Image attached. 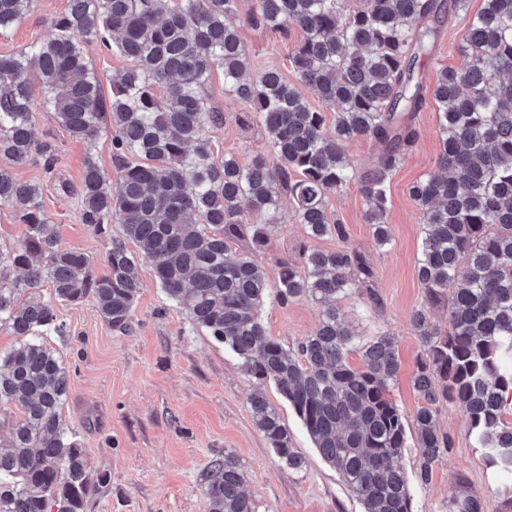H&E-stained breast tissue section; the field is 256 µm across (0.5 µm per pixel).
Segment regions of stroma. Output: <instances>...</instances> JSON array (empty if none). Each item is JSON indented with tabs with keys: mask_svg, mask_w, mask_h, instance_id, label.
I'll return each instance as SVG.
<instances>
[{
	"mask_svg": "<svg viewBox=\"0 0 512 512\" xmlns=\"http://www.w3.org/2000/svg\"><path fill=\"white\" fill-rule=\"evenodd\" d=\"M254 0H241L232 23L255 69L273 67L288 82H295L289 55L301 37L265 32L250 26L245 17ZM67 0H35L32 11L13 29L0 33V55L21 51L44 37L48 24L61 14ZM483 0H468V12L481 9ZM451 17L442 27L431 56L416 70L425 86H433L441 69L460 67L459 53L466 32V16ZM211 105L224 113L222 127L209 137L217 156L232 154L246 161L262 151L260 135L245 132L238 116L247 106L224 90L223 73H214L206 89ZM32 131L36 139L51 142L55 167L45 170L31 162L18 168L23 180L39 184L41 203L54 225L61 248L89 255L101 263L109 246L78 217V187L87 156H94L110 180L118 166L112 152V133L103 131L94 144L71 137L59 126L35 95ZM415 146L405 155L388 184L387 222L390 245L378 247L364 221L365 199L359 182H352L328 198V208L345 224L348 247L363 252L376 272L377 307L367 300L342 301L340 310L356 336L368 342L376 332L387 331L398 342L400 370L390 386V396L406 416H413L421 400L413 377L422 355L421 344L410 326L413 311L425 301L417 276L424 226L409 195V187L433 170L440 151L438 114L425 105L414 120ZM72 190H58V182ZM281 228L261 263L269 280L278 276L277 261L297 259L303 244L321 251L335 250L336 239L308 240L294 216L291 199H284ZM141 290L130 330L106 324L93 300L60 303L56 314L61 332L44 336V345L62 357L70 370V390L62 415L69 431L83 448L94 471L107 475V483L89 501L87 512H208L201 489V474L218 453L234 454L247 473L246 491L258 512H363L338 473L321 457L294 409L272 385L264 392L278 409L295 448L305 464L295 471L283 466L255 427L247 396L255 386L238 357L205 331L191 324L185 311L159 287L150 263L139 268ZM261 319L268 336L288 347L296 346L319 323V308L300 299L280 305L266 304ZM440 429L453 445L434 467L429 483L415 481L418 450L404 448L401 463L410 474L412 512H448L452 500L469 491L497 486L499 477L486 467L483 451L469 439L466 411L442 407Z\"/></svg>",
	"mask_w": 512,
	"mask_h": 512,
	"instance_id": "stroma-1",
	"label": "stroma"
}]
</instances>
